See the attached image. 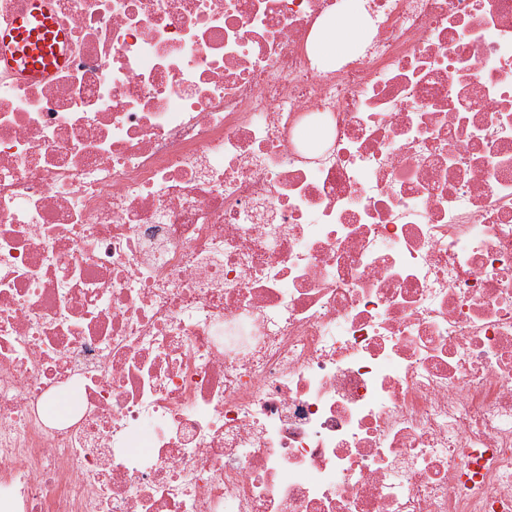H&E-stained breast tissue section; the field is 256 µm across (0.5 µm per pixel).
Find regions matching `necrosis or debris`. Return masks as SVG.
I'll return each instance as SVG.
<instances>
[{
    "mask_svg": "<svg viewBox=\"0 0 512 512\" xmlns=\"http://www.w3.org/2000/svg\"><path fill=\"white\" fill-rule=\"evenodd\" d=\"M343 4L0 66V512H512V0ZM368 34V27L361 15L358 0H350L344 14L320 26L316 38L329 53H354Z\"/></svg>",
    "mask_w": 512,
    "mask_h": 512,
    "instance_id": "obj_1",
    "label": "necrosis or debris"
}]
</instances>
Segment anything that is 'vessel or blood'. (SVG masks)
<instances>
[{
  "mask_svg": "<svg viewBox=\"0 0 512 512\" xmlns=\"http://www.w3.org/2000/svg\"><path fill=\"white\" fill-rule=\"evenodd\" d=\"M52 14L51 0H27L7 30H0V61L19 76L39 80L63 66V41Z\"/></svg>",
  "mask_w": 512,
  "mask_h": 512,
  "instance_id": "vessel-or-blood-1",
  "label": "vessel or blood"
}]
</instances>
